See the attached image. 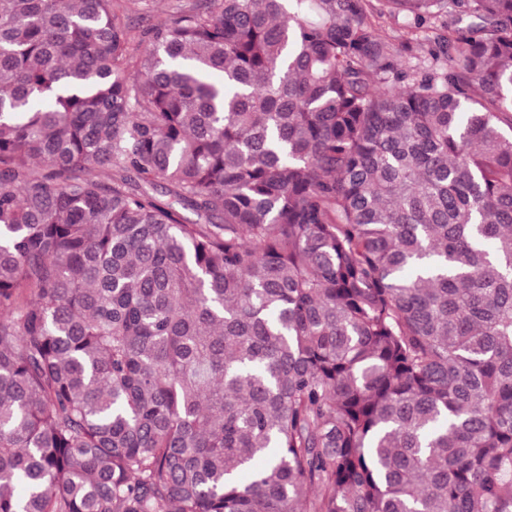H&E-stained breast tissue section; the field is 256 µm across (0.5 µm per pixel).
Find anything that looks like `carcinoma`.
<instances>
[{"instance_id": "cac0c4a2", "label": "carcinoma", "mask_w": 512, "mask_h": 512, "mask_svg": "<svg viewBox=\"0 0 512 512\" xmlns=\"http://www.w3.org/2000/svg\"><path fill=\"white\" fill-rule=\"evenodd\" d=\"M0 512H512V0H0ZM176 3V0H156V2H153L151 12L145 13L137 9H127L125 15L129 17L131 26L137 30H143L153 23L157 17L170 12ZM385 28L387 32L394 36L395 38L399 39V41H405L407 37H414L417 38L419 43H424V46L428 48V40L429 38L433 37V33L431 32V29H428L425 25L423 28L416 30L415 36L408 35L407 32L409 30L408 28V21L403 16L399 15V17H392L385 19Z\"/></svg>"}]
</instances>
